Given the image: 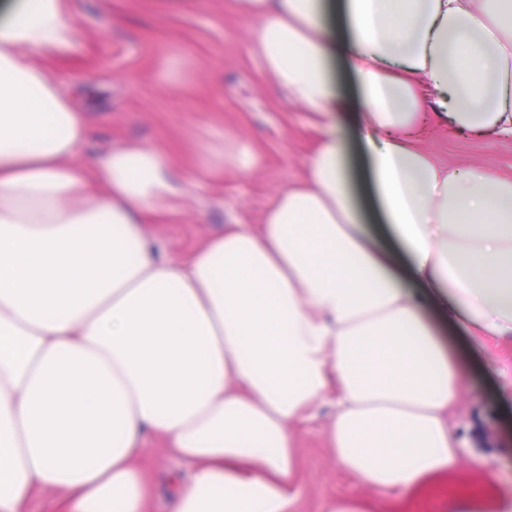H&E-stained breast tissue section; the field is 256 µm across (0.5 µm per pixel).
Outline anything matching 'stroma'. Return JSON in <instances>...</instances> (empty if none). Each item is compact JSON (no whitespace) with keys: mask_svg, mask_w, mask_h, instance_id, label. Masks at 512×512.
Segmentation results:
<instances>
[{"mask_svg":"<svg viewBox=\"0 0 512 512\" xmlns=\"http://www.w3.org/2000/svg\"><path fill=\"white\" fill-rule=\"evenodd\" d=\"M78 37L65 54L41 65L78 92L92 135L86 154L128 143L161 150L172 176L190 194L180 212L162 218L154 232L169 255L181 257L226 224L260 225L277 196L302 175L316 145L308 112L264 78L247 53L255 26L235 0H183L174 14L154 0H67ZM229 140L247 156L246 167L211 172L203 146ZM419 148L444 165L485 166L512 180V137L475 138L431 125ZM470 362L479 374L465 378L449 425L461 449L460 470L490 477L496 512H512V339H471ZM326 417L295 429L299 467L290 488L294 512H324L347 496L360 512L395 499L369 491L337 468L326 438ZM143 468L152 493L145 512H169V478L191 469L145 442Z\"/></svg>","mask_w":512,"mask_h":512,"instance_id":"obj_1","label":"stroma"}]
</instances>
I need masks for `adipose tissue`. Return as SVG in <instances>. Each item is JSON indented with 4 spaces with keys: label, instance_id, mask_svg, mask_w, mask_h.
I'll use <instances>...</instances> for the list:
<instances>
[{
    "label": "adipose tissue",
    "instance_id": "adipose-tissue-1",
    "mask_svg": "<svg viewBox=\"0 0 512 512\" xmlns=\"http://www.w3.org/2000/svg\"><path fill=\"white\" fill-rule=\"evenodd\" d=\"M239 2L250 57L318 142L261 228L226 225L183 258L147 230L187 195L168 159L83 157L91 129L38 63L75 41L66 0L0 23V512L36 488L66 512H143L149 431L192 469L170 512H292V429L327 404L336 462L366 487L407 493L461 462L448 410L480 367L421 312L438 284L449 329L512 335V180L417 142L431 115L512 136V0ZM335 58L409 290L347 176ZM333 75L339 86L341 96L347 105L349 107L357 106L360 99L354 75L339 62H336L333 68Z\"/></svg>",
    "mask_w": 512,
    "mask_h": 512
}]
</instances>
